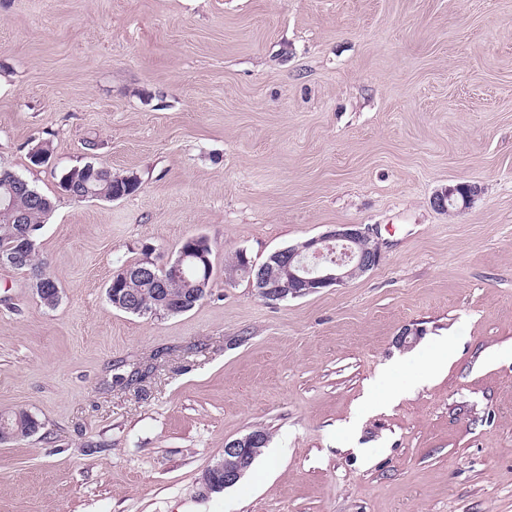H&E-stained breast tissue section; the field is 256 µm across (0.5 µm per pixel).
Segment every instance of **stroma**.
<instances>
[{"label": "stroma", "instance_id": "obj_1", "mask_svg": "<svg viewBox=\"0 0 512 512\" xmlns=\"http://www.w3.org/2000/svg\"><path fill=\"white\" fill-rule=\"evenodd\" d=\"M85 162L141 187L74 199ZM0 166L52 198L62 288L0 268V411L39 422L0 444V512H512V0H0ZM459 183L470 207L435 210ZM333 224L377 228L380 264L277 303L225 281ZM201 235L192 310L109 302ZM266 444V437L262 430H254L241 438L224 443L223 460L211 468L206 476V486L219 489L235 485L244 473L250 468L259 448ZM253 464V463H252Z\"/></svg>", "mask_w": 512, "mask_h": 512}]
</instances>
